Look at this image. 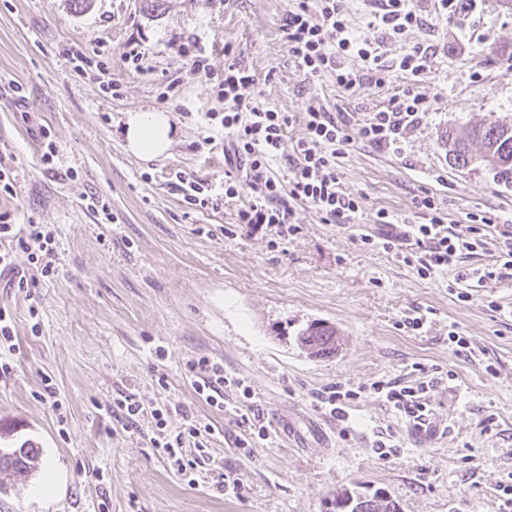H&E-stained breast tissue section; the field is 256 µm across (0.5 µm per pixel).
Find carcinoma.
I'll list each match as a JSON object with an SVG mask.
<instances>
[{"mask_svg": "<svg viewBox=\"0 0 512 512\" xmlns=\"http://www.w3.org/2000/svg\"><path fill=\"white\" fill-rule=\"evenodd\" d=\"M478 144L480 158L493 171L497 181L512 184V123L496 122L474 125L461 131L450 130L445 134L444 145L448 156L459 167L473 161L471 145ZM297 340L302 347L316 356L336 352V328L326 322H313L299 332ZM38 456V449L29 441L0 454V471H23L31 468ZM330 512H399L398 505L388 496L369 497L358 486L345 489L333 498Z\"/></svg>", "mask_w": 512, "mask_h": 512, "instance_id": "carcinoma-1", "label": "carcinoma"}]
</instances>
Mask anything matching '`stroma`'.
I'll use <instances>...</instances> for the list:
<instances>
[{"mask_svg":"<svg viewBox=\"0 0 512 512\" xmlns=\"http://www.w3.org/2000/svg\"><path fill=\"white\" fill-rule=\"evenodd\" d=\"M414 5L421 27L394 40L369 29L372 0H347L351 25L380 42L385 63L416 42L436 54L418 82L393 70L384 87L344 92L289 57L282 24L293 0H93L83 13L70 0H0V159L13 184L0 192V214L47 225L56 253L49 279L0 287L14 333L0 353L11 366L0 378V448L28 440L39 450L28 472H0V512H327L328 499L357 484L386 492L399 512H512L501 490L512 482V275L474 284L462 302L453 274L419 277L307 204H296L299 230L280 242L235 223L247 196L191 205L177 187L180 172L224 180L226 141L210 136L207 115L224 109L225 61L254 73L246 100L296 117L271 167L279 177L293 168L309 100L361 119L413 84L428 112L402 151L357 139L337 170L364 197L360 223L381 209L420 223L415 201L430 194L455 231L475 213L488 220L487 239L512 233V186L487 166L452 164L441 143L448 129L512 117V0H477L449 20L436 17L434 0ZM196 53L212 77L192 69ZM151 111L169 113L175 134L167 157L143 161L126 151L122 128L127 113ZM51 145L48 168L41 155ZM93 196L103 208L90 207ZM414 308L427 314L423 327L401 328ZM314 320L335 326V354L298 344ZM452 328L471 352L453 351ZM202 356L247 381L266 422L287 416L297 447L273 434L250 454L235 448L241 393L225 387L220 409L200 399L186 364ZM417 363L450 373L426 395L428 436L370 393L345 422L317 406L324 388L401 381ZM47 376L57 412L40 397ZM122 392L173 407L168 432L182 428L179 406L211 423V466L191 480L178 473L151 443L150 412L129 429L112 415ZM381 433L399 456L374 454ZM226 478L239 482L238 496L219 489Z\"/></svg>","mask_w":512,"mask_h":512,"instance_id":"1","label":"stroma"}]
</instances>
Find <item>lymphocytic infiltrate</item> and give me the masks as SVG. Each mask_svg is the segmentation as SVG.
<instances>
[{"label":"lymphocytic infiltrate","mask_w":512,"mask_h":512,"mask_svg":"<svg viewBox=\"0 0 512 512\" xmlns=\"http://www.w3.org/2000/svg\"><path fill=\"white\" fill-rule=\"evenodd\" d=\"M372 25L388 37L397 38L420 27L421 18L413 0H378ZM282 31L289 56L306 76L331 75L337 88L344 92L365 82L384 86L393 69L421 76L430 69L435 54L433 45L417 43L396 58L393 65H384L379 43L351 26L344 0H298L296 7L288 11ZM351 58L356 61L352 67L347 64ZM254 82L249 68L232 62L225 64L219 83L224 111L218 119L225 136L231 139L224 150L228 165L224 196L234 199L245 192L251 195L248 204L238 210L237 223L254 231L273 226L278 236L285 238L299 229L294 202H304L321 215L324 223L352 228L361 246L391 253L423 278L456 267L465 252L482 245L480 227L469 226L464 234L451 230L429 194L415 202L421 223H396L392 214L381 209L376 213L377 230H368L358 222L363 209L361 195L340 185L336 167L353 138L380 150L400 151L406 130L418 124L427 110L425 97L413 87H406L392 97L384 110L370 113L365 119L349 112L334 115L321 105L309 104L305 135L295 144V170L287 182L273 175L270 163L280 153L293 116L246 103L242 91ZM26 233L25 261H18L12 249L0 246V279L6 287L27 288L55 273L52 231L31 224ZM187 371L194 379L196 393L213 407L219 406L223 388L233 383L225 375L223 364L204 356L188 361ZM440 373V368L433 366L424 369L421 382L401 387L377 382L373 390L384 395L414 429L421 430L431 423L426 394L438 383ZM182 417L181 431L172 435L159 430L153 445L174 458L179 471H194L212 459L204 439L211 428L191 411H183ZM189 443L195 452L188 457L181 450Z\"/></svg>","instance_id":"1"}]
</instances>
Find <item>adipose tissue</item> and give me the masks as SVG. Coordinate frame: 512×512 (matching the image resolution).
I'll return each mask as SVG.
<instances>
[{"mask_svg":"<svg viewBox=\"0 0 512 512\" xmlns=\"http://www.w3.org/2000/svg\"><path fill=\"white\" fill-rule=\"evenodd\" d=\"M126 148L150 161L166 155L173 142L171 117L165 112H130L125 118Z\"/></svg>","mask_w":512,"mask_h":512,"instance_id":"ef3b65f1","label":"adipose tissue"}]
</instances>
